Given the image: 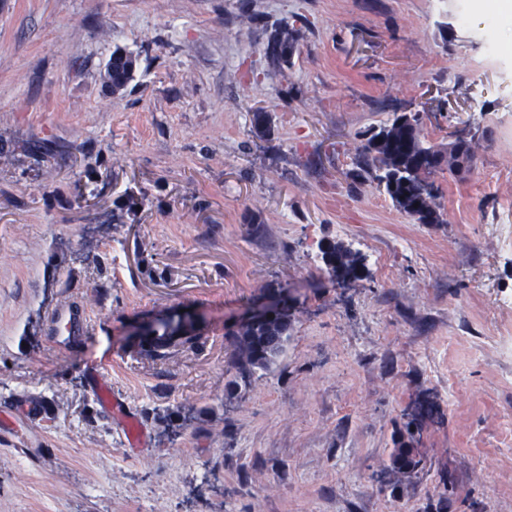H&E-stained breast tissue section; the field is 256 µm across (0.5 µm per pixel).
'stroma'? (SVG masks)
<instances>
[{
	"instance_id": "1",
	"label": "stroma",
	"mask_w": 512,
	"mask_h": 512,
	"mask_svg": "<svg viewBox=\"0 0 512 512\" xmlns=\"http://www.w3.org/2000/svg\"><path fill=\"white\" fill-rule=\"evenodd\" d=\"M460 4L0 0V512H512V57ZM403 112L475 155L436 176V224L349 177ZM324 238L363 279L332 281ZM281 294L286 353L228 392L226 329ZM68 304L94 326L59 347ZM180 309L200 346L140 353L131 326ZM426 395L440 417L409 435ZM402 441L421 464L389 473ZM295 32L288 23H283L282 27H276L272 32L267 51L275 66H288L295 47ZM136 59L124 51L117 49L112 53V66L107 69V81L112 92L124 90L132 78ZM319 251L328 274L337 283L359 280L364 276L365 264L362 256L343 242L335 239L324 240Z\"/></svg>"
}]
</instances>
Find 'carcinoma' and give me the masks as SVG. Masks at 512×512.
I'll list each match as a JSON object with an SVG mask.
<instances>
[{
  "label": "carcinoma",
  "instance_id": "cac0c4a2",
  "mask_svg": "<svg viewBox=\"0 0 512 512\" xmlns=\"http://www.w3.org/2000/svg\"><path fill=\"white\" fill-rule=\"evenodd\" d=\"M295 42V30L288 24L275 28L267 45L272 63L278 67L288 65ZM135 64L136 59L124 51L118 49L112 53V66L107 69V84L112 86V92L125 89ZM470 150V144L459 139L443 149L428 145L421 136L419 115L405 120L395 117L367 139L361 151L362 170L373 174L394 205L418 223L438 224V213L423 210L425 198L434 197L438 192L435 176L442 163L466 157ZM319 251L328 274L336 282L347 283L364 276L362 256L343 242L324 240ZM292 321V307L286 304L266 320L239 323L228 329L225 336L232 364L242 379L265 374L277 365L290 340ZM434 417V406L423 400L410 412L407 427L419 429Z\"/></svg>",
  "mask_w": 512,
  "mask_h": 512
}]
</instances>
